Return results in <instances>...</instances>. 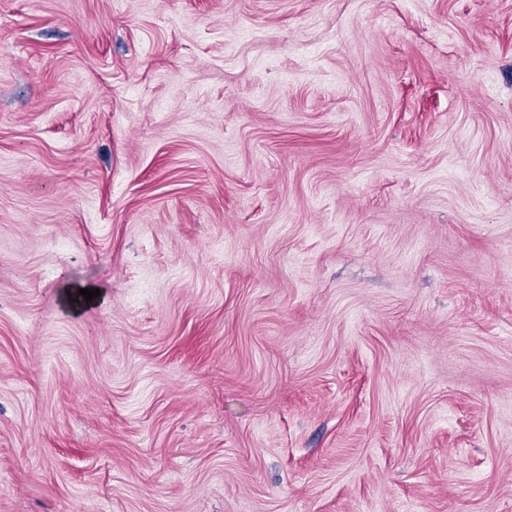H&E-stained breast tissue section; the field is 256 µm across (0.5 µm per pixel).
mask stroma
Returning <instances> with one entry per match:
<instances>
[{
  "mask_svg": "<svg viewBox=\"0 0 512 512\" xmlns=\"http://www.w3.org/2000/svg\"><path fill=\"white\" fill-rule=\"evenodd\" d=\"M0 512H512V0H0Z\"/></svg>",
  "mask_w": 512,
  "mask_h": 512,
  "instance_id": "1",
  "label": "stroma"
}]
</instances>
